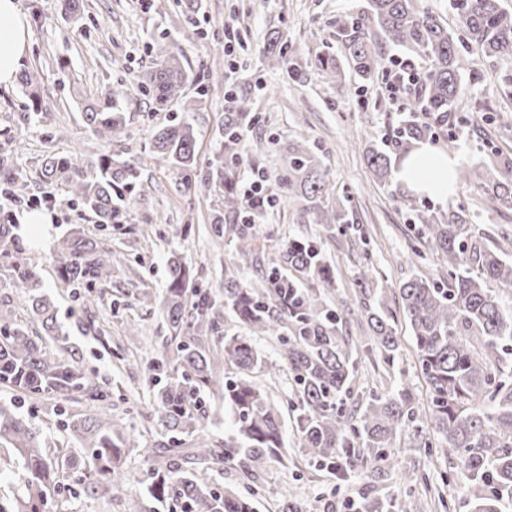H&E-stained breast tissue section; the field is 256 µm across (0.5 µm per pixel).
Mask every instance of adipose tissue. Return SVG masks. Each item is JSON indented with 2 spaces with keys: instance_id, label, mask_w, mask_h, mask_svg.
Segmentation results:
<instances>
[{
  "instance_id": "ef3b65f1",
  "label": "adipose tissue",
  "mask_w": 512,
  "mask_h": 512,
  "mask_svg": "<svg viewBox=\"0 0 512 512\" xmlns=\"http://www.w3.org/2000/svg\"><path fill=\"white\" fill-rule=\"evenodd\" d=\"M29 41V23L15 0H0V88L14 84ZM453 158L423 145L400 157L396 178L409 191L448 201L454 193Z\"/></svg>"
}]
</instances>
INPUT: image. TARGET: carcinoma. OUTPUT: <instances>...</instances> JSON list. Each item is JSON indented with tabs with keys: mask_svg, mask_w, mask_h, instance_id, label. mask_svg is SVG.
Listing matches in <instances>:
<instances>
[{
	"mask_svg": "<svg viewBox=\"0 0 512 512\" xmlns=\"http://www.w3.org/2000/svg\"><path fill=\"white\" fill-rule=\"evenodd\" d=\"M456 6L459 32L448 31L440 17L423 0H368L357 14L336 17L343 40V57L319 58L323 79L341 91L361 97L367 85L398 75L416 85L415 99L405 104L396 125L384 136L369 129L365 157L380 183L389 182L391 156L387 149L405 151L426 137L458 149L456 104L464 97L462 74L470 70L464 44L477 47L490 60L512 58V13L501 0H463ZM388 46L405 48L396 58ZM154 58L139 83L157 111L181 103L185 88L195 80L175 44L156 40L149 46ZM288 36L269 35L264 64L284 69L301 81L302 66L287 57ZM427 63L416 70L413 58ZM33 114L39 113L34 77H21ZM123 91L116 90L84 111L95 134L112 138L128 136ZM235 111L224 116V142L200 173L196 130L184 119L158 129L142 161L160 160L189 193L217 190L212 213V236L222 239L252 259L256 274L242 284L234 276L224 279V306L230 308L250 332L248 336L219 334V304L205 288L203 270L192 267L180 254L167 261L168 283L161 301L169 335L163 352L148 367L154 391L155 414L148 422L155 439L142 442L122 423L93 410L74 415L66 404L77 394L97 405L107 399L109 382L88 373L76 358L63 351L50 352L30 336L26 327L8 322L0 310V386L29 396L50 394L62 401L56 423L74 436L88 455L75 449L61 457L48 451L43 430L20 410L16 400L0 401V447L14 448L23 463L20 490L0 500V512H45L52 493L73 473L82 474V491L95 496L120 491L126 483L122 455L135 448L152 469L140 512H256L252 499L224 488L210 478L237 464L243 477L256 483L272 461L285 454L283 409L294 412V423L303 458L317 470H328L345 481L358 469L371 472L370 481L355 503L357 512H387L389 501L376 494L377 480L395 466L397 447L434 445L447 449L448 468L464 475L469 488V512H502L512 503V309L501 291L512 289V233L503 230L494 245L476 224L475 214L464 204L446 213L426 207V201L402 200L415 219L411 231L419 247L431 251L439 271L436 276L415 275L399 285V299L388 305L369 252L356 277L361 295L373 297L369 306L368 340L383 352L392 366L399 343L394 324L408 322L416 359L425 380L426 403L416 401L406 387L372 392L352 399L357 376L353 354L356 340L341 317V308L325 296L336 282L325 260L323 240L295 236L285 243L279 262L264 264L258 233L251 224L263 210L249 206L238 194L235 169L241 161L240 144L251 124L249 100L233 99ZM490 161L484 165H460L455 181L489 198L498 208L512 210V154H505L488 139ZM270 197L288 199L314 218L323 229L339 235L354 228L348 197H332L327 172L318 154L304 142L286 145ZM141 167L108 154L82 162L73 157L52 156L44 162L39 179L51 194L79 205L102 225L128 224L138 203ZM27 176L16 168L8 153L0 155V190L11 197ZM22 253L11 225L0 224V256ZM121 256L102 257L97 240L82 230H72L59 243L55 263L66 286L84 289V304L95 302L90 291L112 278V263ZM12 286L29 295L30 309L51 339L63 336L54 302L36 293L41 287L38 262L26 257L13 262ZM277 337L281 363L269 361L253 338ZM286 367L291 396L279 400L271 386L260 385L256 374L274 377ZM224 401V413L234 433L223 443L210 439L205 430L209 400Z\"/></svg>",
	"mask_w": 512,
	"mask_h": 512,
	"instance_id": "cac0c4a2",
	"label": "carcinoma"
}]
</instances>
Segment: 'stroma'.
Instances as JSON below:
<instances>
[{
  "label": "stroma",
  "instance_id": "stroma-1",
  "mask_svg": "<svg viewBox=\"0 0 512 512\" xmlns=\"http://www.w3.org/2000/svg\"><path fill=\"white\" fill-rule=\"evenodd\" d=\"M30 25L28 53L21 70L36 75L40 114L29 110L30 100L21 85L0 90V151L9 152L26 172L28 185L18 200L0 201V222L12 225L21 234L17 221L26 213V199L42 195L38 173L51 155H72L93 160L103 154L122 161H136L157 126L178 122L179 110L155 111L136 87L150 67L148 44L167 38L182 48L197 82L188 86V95L205 91L206 96L190 118L197 133V150L207 160L219 149L218 131L224 125L229 102L226 89L250 98L256 120L243 146L253 166H241L239 180H246L251 167L274 174L280 167V153L291 141H304L319 149L328 179L337 195L348 196L352 221L363 228L368 241L360 243L354 233L326 237L324 248L336 267L332 296L343 301V317L351 336L369 333L363 297L355 284L356 270L363 252L375 260L386 289L394 298L401 282L415 274L430 273L429 261L415 256L407 229V212L401 204L399 182L382 185L369 171L357 143L367 129L385 133L399 114V104L385 84L369 86L366 105L350 94L336 90L313 75L319 57L341 52L336 29L338 14L357 12L366 0H81L77 16L65 13L61 0H18ZM237 28L242 44L234 68L224 63V25ZM287 33L291 51L310 75L297 82L286 71L268 69L261 49L270 31ZM471 72L464 77L466 96L459 102V115L469 126L455 153L458 163L474 164L483 158L485 138H492L504 152L512 153V95L500 85V74L512 70V60L489 63L478 51H470ZM276 86L275 95H266L265 86ZM127 92L125 102L128 137L108 139L92 133L82 111L114 90ZM491 106L495 124L482 120L471 103ZM143 192L131 223L97 225L92 214L79 207L55 205L50 238L42 245L24 240L23 246L39 260L41 290L52 298L60 314L75 313L79 327L67 338L70 353L79 357L87 371L109 379L112 394L109 407L144 435L145 416L153 405L147 364L160 352L166 333L160 310L144 311L136 303L140 291L162 295L166 285V260L179 252L189 264L202 267L206 284L216 299L224 297V279L236 276L241 282L254 277L251 259L233 247H214L208 231L209 215L216 201L210 194L187 195L164 162L150 161L141 174ZM191 235H184V225ZM257 233L265 242L267 262H275L282 246L293 236H314L321 228L312 217L299 212L297 205L279 201L256 216ZM80 227L101 240L107 249L121 252L124 262L114 267L112 280L96 285L101 301L96 306H76L68 287L58 278L54 254L60 238ZM139 324L146 336L137 360L117 358L119 343L130 324ZM400 349L393 370L380 369L377 352L360 350L356 389L369 391L390 380L405 382L417 401H425L427 389L417 365L410 328L398 323ZM288 458L270 462L259 484L244 480L236 467H226L224 485L252 498L258 512H277L282 497L301 502L306 512H324L326 503L344 507L357 497L367 483L365 471L348 481L308 467L296 446L292 413H285ZM448 467L443 450L425 453L419 448L400 451L398 471L379 482L377 491L394 505V512H468L465 477L442 482ZM128 484L116 494L93 497L73 494L71 488L49 499L47 512H138L150 465L137 453L126 460Z\"/></svg>",
  "mask_w": 512,
  "mask_h": 512
}]
</instances>
